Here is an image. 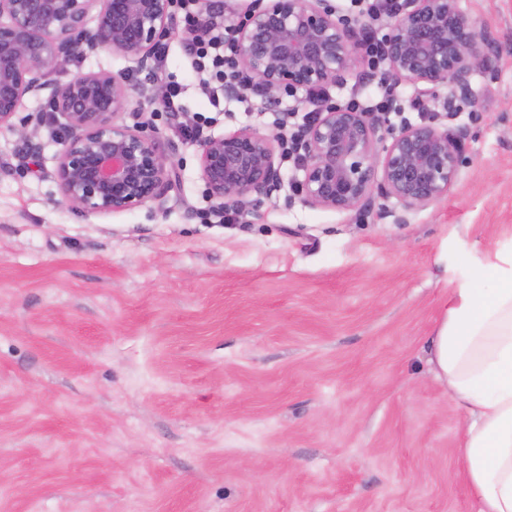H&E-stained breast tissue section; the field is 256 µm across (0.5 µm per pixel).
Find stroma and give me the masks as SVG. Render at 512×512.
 I'll use <instances>...</instances> for the list:
<instances>
[{
	"label": "stroma",
	"mask_w": 512,
	"mask_h": 512,
	"mask_svg": "<svg viewBox=\"0 0 512 512\" xmlns=\"http://www.w3.org/2000/svg\"><path fill=\"white\" fill-rule=\"evenodd\" d=\"M462 6L512 41V0ZM99 70L136 86L130 125L181 85L154 118L181 181L164 209L88 215L52 176L46 96L20 110L36 156L0 130V512H470L428 351L451 290L512 248V52L459 106V182L404 224L301 205L288 162L225 223L186 127L287 135L306 106L213 107L177 38L158 74L112 51L47 79Z\"/></svg>",
	"instance_id": "obj_1"
}]
</instances>
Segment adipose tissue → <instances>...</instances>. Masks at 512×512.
I'll list each match as a JSON object with an SVG mask.
<instances>
[{"mask_svg": "<svg viewBox=\"0 0 512 512\" xmlns=\"http://www.w3.org/2000/svg\"><path fill=\"white\" fill-rule=\"evenodd\" d=\"M429 364L462 414L471 512H512V249L449 293Z\"/></svg>", "mask_w": 512, "mask_h": 512, "instance_id": "adipose-tissue-1", "label": "adipose tissue"}]
</instances>
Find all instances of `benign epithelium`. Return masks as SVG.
<instances>
[{"mask_svg": "<svg viewBox=\"0 0 512 512\" xmlns=\"http://www.w3.org/2000/svg\"><path fill=\"white\" fill-rule=\"evenodd\" d=\"M174 0H0V129L27 96L48 92L63 118L52 177L63 199L88 214L120 213L153 203L163 209L178 181L173 159L147 118L120 120L135 87L109 71L81 73L50 86L46 71L66 60L115 51L140 71L155 69L175 31ZM363 23L342 22L329 0H249L243 21L224 23V46L236 78L227 91L273 98L343 84L358 63ZM503 51L461 0H400L385 42L395 83L434 92L448 88L440 106L455 119L457 103L474 100L472 79L489 73ZM18 131V130H16ZM29 153L38 146L18 131ZM468 128L436 122L394 129L374 112L330 101L300 134V203L349 212L377 211L394 224L448 197L460 179ZM207 197L216 212H236L248 197L269 199L281 188L275 136L251 127L213 134L199 143Z\"/></svg>", "mask_w": 512, "mask_h": 512, "instance_id": "1", "label": "benign epithelium"}]
</instances>
